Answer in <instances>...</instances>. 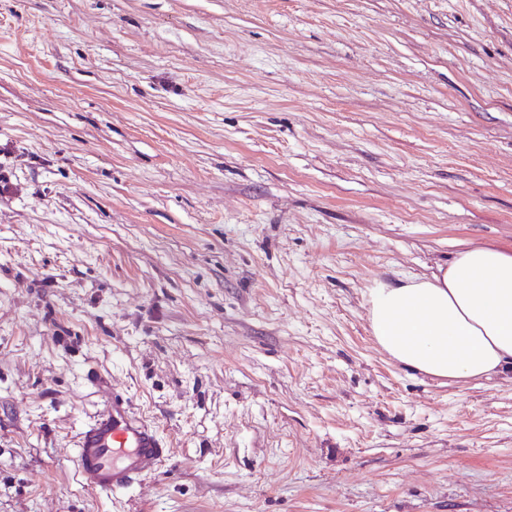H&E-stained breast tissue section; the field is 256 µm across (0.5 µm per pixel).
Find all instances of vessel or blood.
I'll return each instance as SVG.
<instances>
[{"label": "vessel or blood", "instance_id": "b4317fda", "mask_svg": "<svg viewBox=\"0 0 512 512\" xmlns=\"http://www.w3.org/2000/svg\"><path fill=\"white\" fill-rule=\"evenodd\" d=\"M84 486L100 492L124 491L165 456L157 429L133 416L121 394L81 432L75 450Z\"/></svg>", "mask_w": 512, "mask_h": 512}]
</instances>
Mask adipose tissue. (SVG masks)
<instances>
[{"label":"adipose tissue","mask_w":512,"mask_h":512,"mask_svg":"<svg viewBox=\"0 0 512 512\" xmlns=\"http://www.w3.org/2000/svg\"><path fill=\"white\" fill-rule=\"evenodd\" d=\"M377 344L394 360L451 382L512 369V250H460L437 273L369 292Z\"/></svg>","instance_id":"1"}]
</instances>
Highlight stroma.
Masks as SVG:
<instances>
[{"mask_svg": "<svg viewBox=\"0 0 512 512\" xmlns=\"http://www.w3.org/2000/svg\"><path fill=\"white\" fill-rule=\"evenodd\" d=\"M512 249V0H0V512H512V372L371 334ZM167 454L83 486L113 393Z\"/></svg>", "mask_w": 512, "mask_h": 512, "instance_id": "1", "label": "stroma"}]
</instances>
